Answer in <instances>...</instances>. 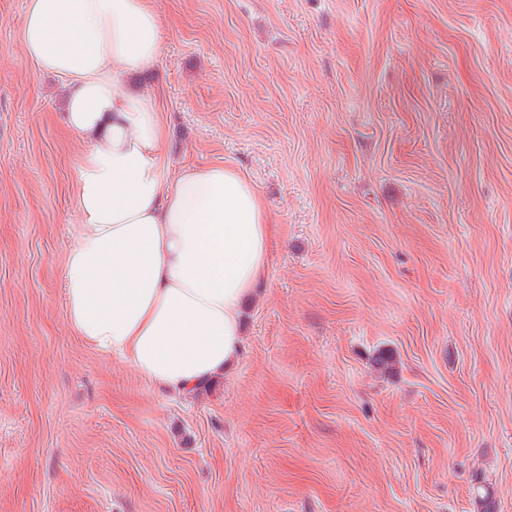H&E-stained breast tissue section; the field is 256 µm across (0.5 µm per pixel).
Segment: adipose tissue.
I'll list each match as a JSON object with an SVG mask.
<instances>
[{
  "label": "adipose tissue",
  "instance_id": "1",
  "mask_svg": "<svg viewBox=\"0 0 512 512\" xmlns=\"http://www.w3.org/2000/svg\"><path fill=\"white\" fill-rule=\"evenodd\" d=\"M22 40L39 71L65 81L66 126L87 146L63 268L69 325L194 394L240 356L242 309L268 267L263 197L222 164L164 175L168 130L137 87L162 53L151 0H28Z\"/></svg>",
  "mask_w": 512,
  "mask_h": 512
}]
</instances>
